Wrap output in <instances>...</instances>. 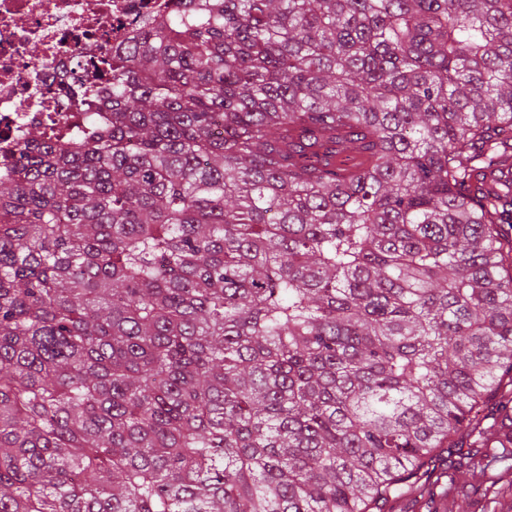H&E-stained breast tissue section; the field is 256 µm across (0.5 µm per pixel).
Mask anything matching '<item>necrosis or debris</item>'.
Returning <instances> with one entry per match:
<instances>
[{
	"mask_svg": "<svg viewBox=\"0 0 512 512\" xmlns=\"http://www.w3.org/2000/svg\"><path fill=\"white\" fill-rule=\"evenodd\" d=\"M172 6L173 0H0V173L30 124L50 135L73 115L60 91L73 56L115 50L143 16Z\"/></svg>",
	"mask_w": 512,
	"mask_h": 512,
	"instance_id": "1",
	"label": "necrosis or debris"
}]
</instances>
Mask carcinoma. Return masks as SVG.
Listing matches in <instances>:
<instances>
[{"instance_id":"1","label":"carcinoma","mask_w":512,"mask_h":512,"mask_svg":"<svg viewBox=\"0 0 512 512\" xmlns=\"http://www.w3.org/2000/svg\"><path fill=\"white\" fill-rule=\"evenodd\" d=\"M100 65L0 176V512H384L512 448V0H176Z\"/></svg>"}]
</instances>
